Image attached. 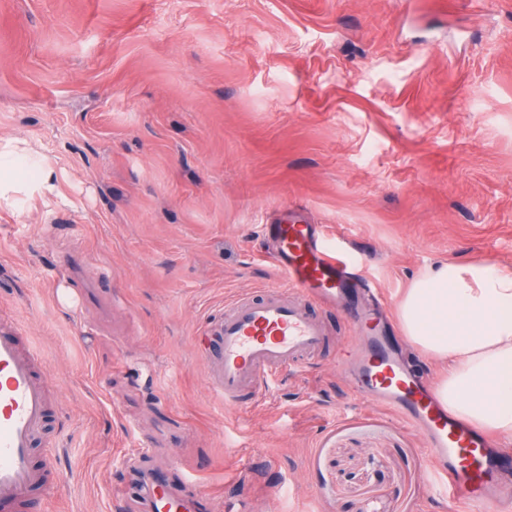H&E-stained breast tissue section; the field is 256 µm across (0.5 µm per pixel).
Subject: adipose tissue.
Listing matches in <instances>:
<instances>
[{
	"label": "adipose tissue",
	"mask_w": 512,
	"mask_h": 512,
	"mask_svg": "<svg viewBox=\"0 0 512 512\" xmlns=\"http://www.w3.org/2000/svg\"><path fill=\"white\" fill-rule=\"evenodd\" d=\"M59 195L57 176L28 140L0 141V206L13 192ZM409 343L443 362L442 404L512 441V271L443 261L412 280L397 308Z\"/></svg>",
	"instance_id": "1"
}]
</instances>
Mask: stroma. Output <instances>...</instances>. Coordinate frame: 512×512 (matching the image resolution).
Listing matches in <instances>:
<instances>
[{
	"instance_id": "obj_1",
	"label": "stroma",
	"mask_w": 512,
	"mask_h": 512,
	"mask_svg": "<svg viewBox=\"0 0 512 512\" xmlns=\"http://www.w3.org/2000/svg\"><path fill=\"white\" fill-rule=\"evenodd\" d=\"M61 197L0 210V311L44 356L59 481L115 508L149 448L172 483L257 512H448L425 440L348 409L349 296L302 378L241 406L201 351L278 279L280 212L322 225L390 306L428 266L512 271V0H0V139Z\"/></svg>"
}]
</instances>
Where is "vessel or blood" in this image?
<instances>
[{"mask_svg":"<svg viewBox=\"0 0 512 512\" xmlns=\"http://www.w3.org/2000/svg\"><path fill=\"white\" fill-rule=\"evenodd\" d=\"M262 230L282 283L261 297L245 294L225 305L217 322L220 347L203 356L212 389L236 405L243 395L267 394L276 375L309 368L326 332L309 315L308 301L330 307L340 289L357 286L367 298L354 321L360 349L340 361L352 393L380 404L424 436L433 462L432 491L449 508L464 502L472 512L489 504L495 512H512V483L491 459L492 436L453 416L430 377L396 356L380 336L383 301L374 281L329 245L320 225L286 218ZM49 392L42 353L13 316L1 313L0 507L5 512H34L35 489L53 486L31 463L52 412ZM137 494L144 512H198L202 501L195 484L175 487L154 470L141 477Z\"/></svg>","mask_w":512,"mask_h":512,"instance_id":"vessel-or-blood-1","label":"vessel or blood"}]
</instances>
